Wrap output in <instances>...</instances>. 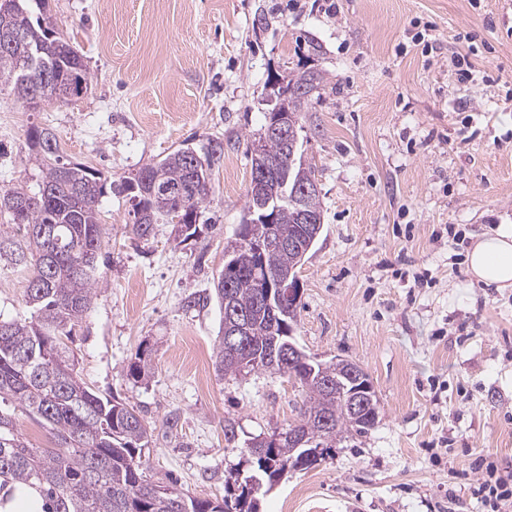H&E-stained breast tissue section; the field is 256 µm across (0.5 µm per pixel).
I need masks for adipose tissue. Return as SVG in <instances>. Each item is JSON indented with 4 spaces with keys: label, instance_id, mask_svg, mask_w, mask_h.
<instances>
[{
    "label": "adipose tissue",
    "instance_id": "adipose-tissue-1",
    "mask_svg": "<svg viewBox=\"0 0 512 512\" xmlns=\"http://www.w3.org/2000/svg\"><path fill=\"white\" fill-rule=\"evenodd\" d=\"M471 278L498 288L512 287V224L484 234L468 254Z\"/></svg>",
    "mask_w": 512,
    "mask_h": 512
}]
</instances>
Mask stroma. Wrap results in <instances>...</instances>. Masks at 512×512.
<instances>
[{
    "label": "stroma",
    "instance_id": "obj_1",
    "mask_svg": "<svg viewBox=\"0 0 512 512\" xmlns=\"http://www.w3.org/2000/svg\"><path fill=\"white\" fill-rule=\"evenodd\" d=\"M334 2L330 15L313 0H50L92 86L36 112L0 101V189L24 177L34 124L64 158L112 177L223 140L210 229L190 241L170 224L137 238L127 199L102 198L103 282L71 344L83 382L140 410L154 480L223 498L240 458L225 422L271 435L304 394L284 375L218 377L222 312L198 300L242 221L268 78L323 73L303 121L323 230L299 273L293 336L309 355L360 364L379 418L290 472L264 512H487L475 460L512 473V288L473 282L467 255L512 224V0ZM426 25L428 51L414 39ZM460 53L473 81L459 78ZM24 285L0 264V319L30 315ZM144 346L153 370L136 382Z\"/></svg>",
    "mask_w": 512,
    "mask_h": 512
}]
</instances>
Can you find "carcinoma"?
I'll list each match as a JSON object with an SVG mask.
<instances>
[{"label": "carcinoma", "instance_id": "cac0c4a2", "mask_svg": "<svg viewBox=\"0 0 512 512\" xmlns=\"http://www.w3.org/2000/svg\"><path fill=\"white\" fill-rule=\"evenodd\" d=\"M21 10L0 14V30L19 28L25 44L36 51L32 63L22 61L23 48L0 38V92L25 107L69 104L88 93L91 75L83 57L70 44L59 26L48 16V0H18ZM53 83V92L36 100L43 77ZM324 82L315 71L288 77L294 94L288 111H308L313 92ZM28 160L36 163V187L18 184L0 191V213L22 227L21 239L0 236V262L28 271L24 297L32 312L27 318L0 319V487L13 482L36 486L47 504L46 512H175L174 500L182 497V512H222L221 501L200 499L164 485L148 474L145 450L151 441L150 428L136 407L114 397H102L86 386L75 370L74 353L64 343L73 327L90 308L101 282L97 257L105 241L99 218V202L107 194L126 197L133 215L132 231L140 239L153 233L159 221L173 223L188 213L200 219L215 193L214 172L224 163V143H211L197 164L180 148L156 166L173 191L158 198L134 190L137 178L153 172L147 164L137 171L113 179L83 164L67 162L59 154L54 133L37 125L26 134ZM264 151L280 162L289 183L315 176L314 167L296 156L288 168L281 142L268 138ZM323 214L320 198L308 196L299 206L288 203L276 215L274 237L285 243L255 256L242 251L232 256L213 279L212 296L224 301L230 286L237 307L249 313L246 343L231 351L224 349V332L214 345L215 366L222 376H239L254 371L287 374L302 387L306 398L297 419L279 432L276 446L251 451L240 449L238 467L229 473L224 498L240 506L239 512H259L260 503L250 498V480L257 476L266 489L278 484L288 464L307 470L325 459L336 447L337 438L369 428L356 424L336 389L306 384L309 361L297 359L287 371L271 366L272 349L288 341L296 317L275 322L258 307L263 290L288 268L295 254L286 243L303 246L306 229L299 224V209ZM152 370L147 351L138 353L129 366L131 379L149 377ZM36 417L57 438L49 450L25 444L10 408ZM329 414L337 430L330 436L316 420ZM322 448L311 459L307 451Z\"/></svg>", "mask_w": 512, "mask_h": 512}]
</instances>
